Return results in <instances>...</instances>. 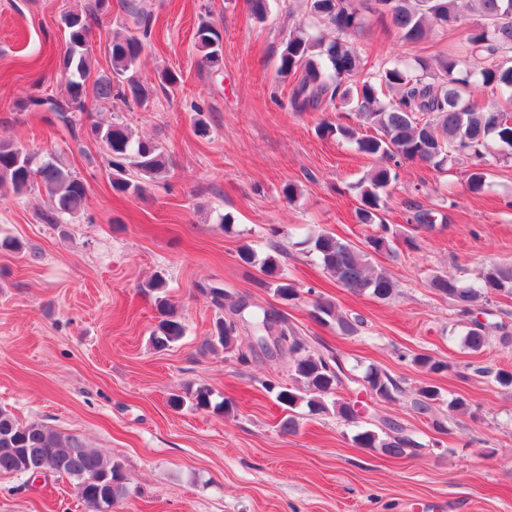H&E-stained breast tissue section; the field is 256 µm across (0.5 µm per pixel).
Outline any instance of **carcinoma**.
Instances as JSON below:
<instances>
[{
  "label": "carcinoma",
  "mask_w": 512,
  "mask_h": 512,
  "mask_svg": "<svg viewBox=\"0 0 512 512\" xmlns=\"http://www.w3.org/2000/svg\"><path fill=\"white\" fill-rule=\"evenodd\" d=\"M309 12L327 22L336 37L327 41L300 26L288 36L279 54L278 74L290 79L289 104L296 112H316L331 103L340 102L355 108L359 122L376 130L361 135L348 125L323 123L318 131L335 134L355 145L358 152L374 157L378 165L357 183L360 206L356 218L361 224L378 225L379 233L371 236L368 245L375 252L391 250L389 228L382 223L381 192L397 179L396 168L404 161H420L438 171L444 170L456 155L473 159L467 176L472 193L488 185L487 156L494 150L512 151V111L501 106H477L470 99V89L479 85L493 96L509 93L512 98V0H468L481 17L466 41L448 51V55L416 65L396 63L376 73L362 75V60L349 38L367 24V17L356 0H308ZM459 0H374L371 10L390 20L399 38L417 43L436 28L449 29L459 20ZM110 10L109 0H93L78 9L60 13L59 20L67 33L62 56L61 80L65 94L33 97L29 106L46 110L73 137L82 130V114L91 98L101 107L120 97L139 104L160 87L167 89L178 82L171 71L159 76L155 86L141 79L138 61L145 39L152 32L148 14H140L142 33L112 36L108 53L111 70L99 74L92 87L87 80L92 70L93 51L87 47L91 24ZM196 42L203 51L207 65L214 69L222 62L220 37L208 22L197 27ZM396 92L385 101L384 91ZM90 138L99 143L107 156L113 190L139 196L146 185L161 177L167 161L162 147L154 140H135L128 127L120 122L107 126L91 123ZM34 189L43 190L49 207L40 220L56 226L84 213L88 190L84 179L66 169L56 154L43 155L5 142H0V199L21 195ZM313 251L323 270L339 285L355 294L367 293L379 300L389 299L394 282L385 272L376 269L368 253L328 233L312 238ZM263 277L257 285L288 302L298 298L299 289L282 272L271 254L261 262ZM165 279L155 274L142 285L144 294L154 298L159 321L151 333L156 350H165L185 334V326L174 307L162 296ZM430 288L451 300L460 316L471 319L472 310L491 302V297L512 295V264H490L475 284H464L446 274L430 280ZM217 308L224 310L206 346L217 345L224 351L237 352L242 364L250 361L249 352L241 351L240 335L255 339L277 327L282 342L281 355L292 361V383L282 385L274 379L261 382L263 389L288 413L280 422V430L294 433L298 427L295 409L302 406L311 414L336 412L347 423L359 424L356 404L336 397L344 385L339 374L336 354L311 350L296 335L288 320L280 313L261 306L244 307L245 301L229 299L224 288H200ZM313 316L323 324H334L345 335L358 331L360 320L338 312L336 303L319 294L313 303ZM464 346L473 353L488 344L486 326L465 324ZM429 372L448 368L444 362L423 354H402L400 358ZM362 384L378 399L395 401L403 393L398 380L387 371L368 366L361 376ZM441 401L440 391L425 385L418 389L412 410L431 418L432 427L445 431L443 421L435 416ZM196 410L212 407L229 411L228 400L212 405V392L200 386L186 395L170 398V405L181 409L185 404ZM361 448L379 449L388 455L402 457L426 447L419 435L395 420H388L379 430L366 426L353 436ZM39 470L41 474L67 477L75 482L78 497L87 512H110L126 495L122 466L99 451L87 447L79 438L62 434L38 422H20L10 411L0 407V475L25 476Z\"/></svg>",
  "instance_id": "cac0c4a2"
}]
</instances>
